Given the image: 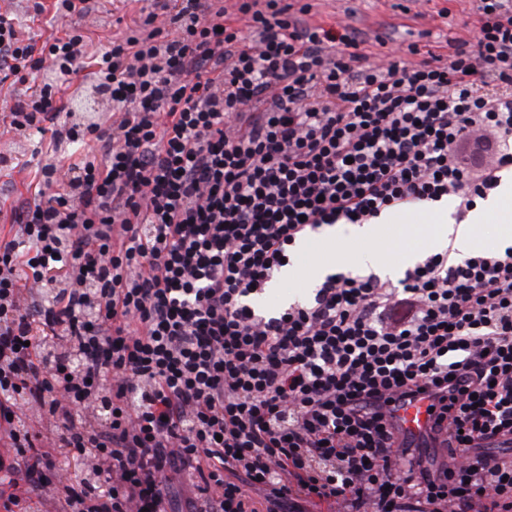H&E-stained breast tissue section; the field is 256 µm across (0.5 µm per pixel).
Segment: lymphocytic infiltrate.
I'll list each match as a JSON object with an SVG mask.
<instances>
[{
  "label": "lymphocytic infiltrate",
  "instance_id": "1",
  "mask_svg": "<svg viewBox=\"0 0 512 512\" xmlns=\"http://www.w3.org/2000/svg\"><path fill=\"white\" fill-rule=\"evenodd\" d=\"M305 0H154L93 53L0 13L17 132L95 155L38 165L0 236V512H512V246L425 256L391 282L346 270L256 314L291 248L325 224L456 222L512 168V0H480L472 38L375 64ZM112 123L61 116L73 78ZM57 289L40 304L49 284ZM431 392L449 464L393 424ZM82 459L89 479L64 474ZM37 484H29V477Z\"/></svg>",
  "mask_w": 512,
  "mask_h": 512
}]
</instances>
